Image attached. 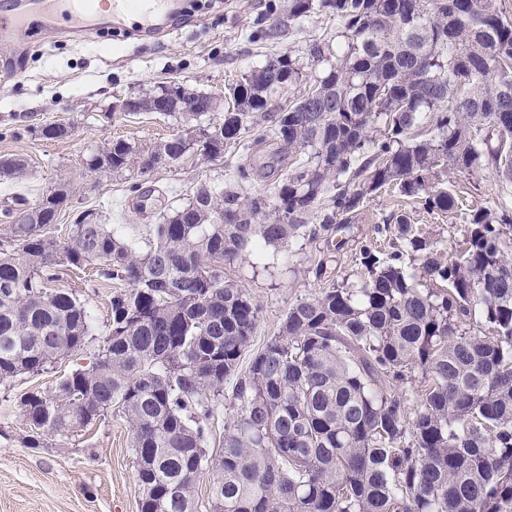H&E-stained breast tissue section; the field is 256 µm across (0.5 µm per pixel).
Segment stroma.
Returning a JSON list of instances; mask_svg holds the SVG:
<instances>
[{
  "mask_svg": "<svg viewBox=\"0 0 512 512\" xmlns=\"http://www.w3.org/2000/svg\"><path fill=\"white\" fill-rule=\"evenodd\" d=\"M282 0H210L191 22L175 21L157 39H130L101 28L79 39L37 34L18 59L13 79L0 80V156L20 155L28 162L26 180L0 183V224L14 195L36 204L42 194L67 184L75 195L73 209L58 217V228L73 223L78 211L92 210L104 223L122 224L129 237L143 239L145 227L158 223L168 209L185 203L203 185L223 187L236 167L271 159V146L237 147L210 160L193 154L149 177L136 172L99 175L86 160L115 139L152 144L182 134L193 123L154 112L128 115L113 111L119 98L152 92L171 82L224 98L228 87L261 66L267 56L292 52L305 56L312 43L336 42V22L310 18L275 38L264 36L262 21L281 16ZM64 123L73 129L64 140L36 135V128ZM159 191L160 204L137 209L133 185ZM450 191L462 192L465 207L512 205V183L492 173L470 176L454 170L443 177ZM362 223L351 225L345 248L329 254L323 242L302 241L292 247L251 252L225 276L247 289L261 308L252 339L260 349L278 335L289 307L313 297L325 280L316 275L319 261L329 260L336 283L358 284L360 248L375 238L376 216L402 211L415 234L430 238L445 251L464 247L463 210L436 213L419 200L390 192L367 203ZM86 304L97 331L111 315L113 288L88 273L63 272L56 283ZM31 429L18 407L0 408V512H138V485L127 425L116 417L45 438L43 447L27 448Z\"/></svg>",
  "mask_w": 512,
  "mask_h": 512,
  "instance_id": "stroma-1",
  "label": "stroma"
}]
</instances>
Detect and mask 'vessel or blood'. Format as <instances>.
<instances>
[{"label":"vessel or blood","instance_id":"vessel-or-blood-1","mask_svg":"<svg viewBox=\"0 0 512 512\" xmlns=\"http://www.w3.org/2000/svg\"><path fill=\"white\" fill-rule=\"evenodd\" d=\"M95 0H14L9 11L0 12V46L19 42L28 30L31 17H39L48 29L80 33L89 28ZM137 16L141 35L155 36L176 17L174 0H110L108 19L112 27H124Z\"/></svg>","mask_w":512,"mask_h":512}]
</instances>
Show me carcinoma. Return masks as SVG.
Returning <instances> with one entry per match:
<instances>
[{
	"instance_id": "cac0c4a2",
	"label": "carcinoma",
	"mask_w": 512,
	"mask_h": 512,
	"mask_svg": "<svg viewBox=\"0 0 512 512\" xmlns=\"http://www.w3.org/2000/svg\"><path fill=\"white\" fill-rule=\"evenodd\" d=\"M284 13L290 25L335 17L336 48L268 57L229 89L219 124L200 122L217 98L160 86L145 109L196 121V138L117 140L108 153L112 174L200 148L222 157L269 114L254 140L277 146L263 192H246L254 170L239 166L148 225L143 248L98 216L60 238L56 201L0 225V385L95 349L53 389H6L0 403H18L36 432L28 448L109 413L126 421L139 512H195L207 473L213 512H512L511 210H470L456 255L400 211L379 217L377 233L394 225L396 237L362 246L360 285L293 304L242 374L260 306L224 278L252 250L330 241L386 188L448 213L450 168L511 184L512 17L501 0H287ZM26 175L25 160L0 159L1 182ZM91 264L119 285L100 336L78 296L52 286ZM413 381L410 408L397 388Z\"/></svg>"
}]
</instances>
